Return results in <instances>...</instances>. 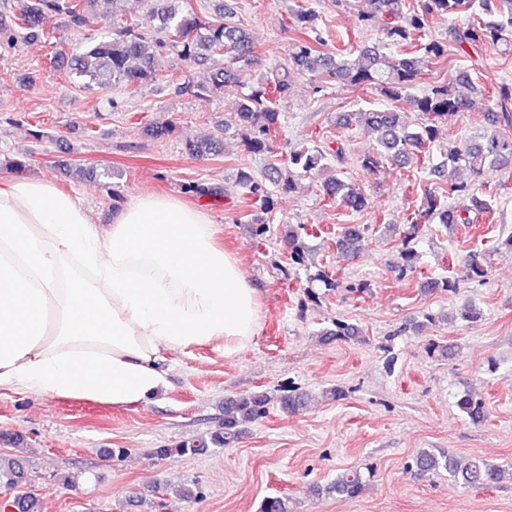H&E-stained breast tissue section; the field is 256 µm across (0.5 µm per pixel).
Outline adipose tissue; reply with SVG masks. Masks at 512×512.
I'll return each instance as SVG.
<instances>
[{
	"label": "adipose tissue",
	"mask_w": 512,
	"mask_h": 512,
	"mask_svg": "<svg viewBox=\"0 0 512 512\" xmlns=\"http://www.w3.org/2000/svg\"><path fill=\"white\" fill-rule=\"evenodd\" d=\"M260 318L202 209L146 193L103 225L48 178L0 182V389L141 403L166 382L161 352L237 354Z\"/></svg>",
	"instance_id": "adipose-tissue-1"
}]
</instances>
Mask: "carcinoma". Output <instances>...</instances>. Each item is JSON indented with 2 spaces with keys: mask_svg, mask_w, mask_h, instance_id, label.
<instances>
[{
  "mask_svg": "<svg viewBox=\"0 0 512 512\" xmlns=\"http://www.w3.org/2000/svg\"><path fill=\"white\" fill-rule=\"evenodd\" d=\"M120 2L129 16L148 9L160 21L159 30L155 36L148 35L136 30L131 21L112 20L111 34L71 59V74L90 86L107 89L121 85L135 91L155 81L158 50L169 42L180 46L181 55L194 63L204 62L215 55L224 57V67L208 72L197 81L189 80L180 87V90L196 95L229 91L240 83L246 67L258 64L252 35L230 16L205 21L192 11H179L172 5V0ZM19 9L15 25L32 33L40 30L42 20L49 12L64 16L67 25L76 29H86L95 23V17L87 10V0H19ZM461 14L472 16V22L466 28H448V38L443 41L428 38L427 30L433 19ZM378 16L384 17L389 43H361L355 48L328 52L311 41L299 42L291 48L287 66L263 77L258 85L234 101L233 122L243 131V142L249 152L271 151L270 136L280 126L281 112L276 108V101L288 97L296 74H313L354 87L371 86L390 100L405 98L409 101L412 111L419 115V122L413 128L408 125V115L394 107L360 108L340 118L343 124L356 123L374 135L375 145L359 160L368 172L378 171L390 160L429 153L438 139L439 121L475 107L478 98L496 109L493 114L495 123L512 126V86L508 84L487 95L472 82L468 72L461 71L456 75V81L470 86L474 92L472 97L459 96L446 84L435 85L421 96L410 94L424 63L445 56L450 42L461 49L468 47L478 51L493 47L504 55H512V0H364L361 20L369 22ZM325 159L319 149L293 151L288 154V163L271 165L262 181L244 172L238 175L236 186L260 202L261 214L252 219L257 225L256 235L267 232L265 214L271 212V194L265 182L292 193L298 189L300 173L320 167ZM511 163L512 136L491 133L445 149L443 160L433 167L431 175L443 183L447 197L458 199V204L450 207L434 193L425 195L421 208L409 220V232L398 251L395 271L404 275L416 268L417 253L410 243L420 225L430 224L435 218L447 228L472 224L475 218L471 214L493 211L492 200L478 198L468 184L457 181L458 171L466 170L473 178L480 179L488 170ZM323 191L324 198L348 211L358 212L367 206L364 194L340 177L337 169L325 177ZM305 235L310 232L301 233L293 228L286 235L291 260L297 265L304 261ZM362 237L360 227L347 225L336 237V249H352ZM464 267L471 280L482 279L487 272L483 258L477 252L466 256ZM324 335L353 339L361 335V330L338 320L335 328L325 331ZM308 402L306 394H291L280 401V409L288 415H296L306 409ZM456 406L474 424L484 422L487 417L484 399L471 393L462 394ZM267 411L268 398L263 393L229 399L224 402V431L183 440L173 448L159 449V453L203 455L213 448L228 447L239 439L245 424L259 421ZM414 465L416 474L421 477L446 473L449 480L464 488H490L506 478L512 481V463H491L480 457L461 461L423 450L416 456ZM22 479L23 472L18 463L13 461L5 468L0 466V484L15 488ZM368 485L364 472L348 468L330 484H313L311 493L315 497L327 494L357 499L366 492ZM261 512H292L291 501L286 495L270 496L262 502Z\"/></svg>",
  "mask_w": 512,
  "mask_h": 512,
  "instance_id": "cac0c4a2",
  "label": "carcinoma"
}]
</instances>
